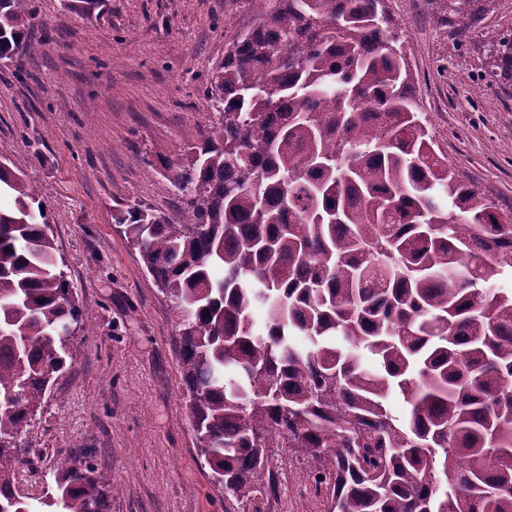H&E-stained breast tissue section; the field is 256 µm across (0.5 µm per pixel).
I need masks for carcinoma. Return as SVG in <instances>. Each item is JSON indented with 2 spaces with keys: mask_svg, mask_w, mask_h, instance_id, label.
<instances>
[{
  "mask_svg": "<svg viewBox=\"0 0 512 512\" xmlns=\"http://www.w3.org/2000/svg\"><path fill=\"white\" fill-rule=\"evenodd\" d=\"M249 2L258 23L206 90L219 122L167 165L188 223L117 220L171 302L224 512L274 492V447L312 455L325 512H512V221L435 150L385 0ZM482 2L443 0L436 21L463 35ZM35 19L0 0V60ZM489 52L491 80H512V34ZM21 174L0 162V512H109L87 448L42 495L16 486L67 368L58 327L94 333Z\"/></svg>",
  "mask_w": 512,
  "mask_h": 512,
  "instance_id": "obj_1",
  "label": "carcinoma"
}]
</instances>
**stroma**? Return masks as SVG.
<instances>
[{"label": "stroma", "mask_w": 512, "mask_h": 512, "mask_svg": "<svg viewBox=\"0 0 512 512\" xmlns=\"http://www.w3.org/2000/svg\"><path fill=\"white\" fill-rule=\"evenodd\" d=\"M387 5L437 152L512 215V81L484 76L487 43L512 28V0H489L461 40L435 23L430 0ZM34 6L31 49L0 62V160H22L94 323L30 422L35 464L46 472L89 448L112 476V512H224L185 407L170 302L115 219L138 206L187 221L166 164L215 122L211 74L257 18L247 0H107L91 18L61 0ZM269 462L278 490L260 512H322L310 454L274 448Z\"/></svg>", "instance_id": "obj_1"}]
</instances>
